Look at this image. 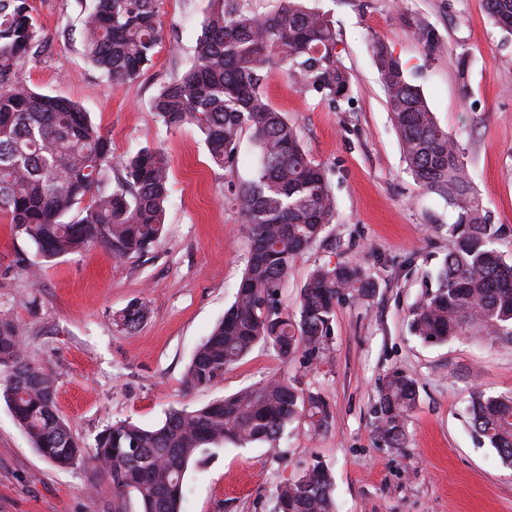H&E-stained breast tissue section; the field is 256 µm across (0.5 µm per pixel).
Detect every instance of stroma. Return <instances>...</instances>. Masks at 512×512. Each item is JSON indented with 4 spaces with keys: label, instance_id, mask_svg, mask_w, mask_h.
I'll return each mask as SVG.
<instances>
[{
    "label": "stroma",
    "instance_id": "35a3bbf8",
    "mask_svg": "<svg viewBox=\"0 0 512 512\" xmlns=\"http://www.w3.org/2000/svg\"><path fill=\"white\" fill-rule=\"evenodd\" d=\"M89 0H29L41 52L18 69L31 89L88 112L116 158L145 145L170 166L166 224L148 253L115 261L95 245L77 255L18 264L35 245L0 218V312L14 321L23 354L56 376L57 406L86 446L107 426L149 428L174 409L193 410L272 376L321 393L331 419L313 431L294 423L277 447L226 446L189 467L184 512H275L277 490L321 461L335 481L336 512H512V469L467 423L475 392H512V343L414 336L412 314L437 287L451 247L448 204L421 190L407 169L372 59L385 43L420 87L439 126L462 145L467 170L512 253V36L493 27L484 0H309L334 23L350 78L330 101L270 70L264 92L326 169L335 218L300 254L278 291L295 312L309 271L324 262L363 265L375 282L366 299L343 298L312 363L255 347L223 381L188 388L185 370L234 300L249 246L229 203L250 180L257 153L243 133L238 161L220 170L199 130L166 127L153 110L160 86L196 61L209 0H164V39L152 65L117 85L84 50ZM135 299L148 314L135 332L114 317ZM415 380L405 447L374 430L385 377ZM0 512H112V482L88 460L60 468L32 447L0 399Z\"/></svg>",
    "mask_w": 512,
    "mask_h": 512
}]
</instances>
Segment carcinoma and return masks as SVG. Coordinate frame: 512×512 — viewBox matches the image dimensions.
<instances>
[{
  "mask_svg": "<svg viewBox=\"0 0 512 512\" xmlns=\"http://www.w3.org/2000/svg\"><path fill=\"white\" fill-rule=\"evenodd\" d=\"M486 13L512 35V0H484ZM163 0H94L84 20L91 64L115 84L137 79L163 40ZM41 41L28 0H0V215L36 246L45 261L98 244L117 260L141 255L158 243L165 224L169 168L160 149L145 146L122 162L112 180V143L72 100L33 91L16 76L19 63ZM327 14L304 0H275L254 15L232 0H209L197 43V61L160 88L153 109L168 127L195 125L211 163L233 166L248 131L257 150L255 177L233 198L247 224L249 251L234 302L198 348L185 372L191 388L208 387L263 345L284 358L315 357L327 337L336 301L366 298L375 288L357 263H322L310 271L297 311L277 303V291L294 260L332 223L335 201L325 167L309 157L286 113L262 91L271 65L302 88L334 101L347 96L349 76L336 50ZM373 57L386 105L399 131L408 170L419 186L448 201L452 249L437 288L413 312L412 333L428 343L460 336L512 343V260L500 249L502 229L487 222L460 143L435 120L422 90L381 42ZM146 304L130 302L117 315L135 331ZM12 369L0 379L14 419L51 463L68 467L84 457L56 402V378L28 362L12 319L0 314V357ZM417 400L416 382L397 372L383 383L375 429L401 447ZM470 427L512 467V393L473 395ZM307 420L329 426L330 410L318 392L285 377L213 401L170 411L163 423L143 428L122 421L100 432L93 446L99 469L112 480L113 512H184L190 463L213 449L254 444L275 447L288 425ZM278 512H334L333 479L317 462L277 494Z\"/></svg>",
  "mask_w": 512,
  "mask_h": 512,
  "instance_id": "carcinoma-1",
  "label": "carcinoma"
}]
</instances>
